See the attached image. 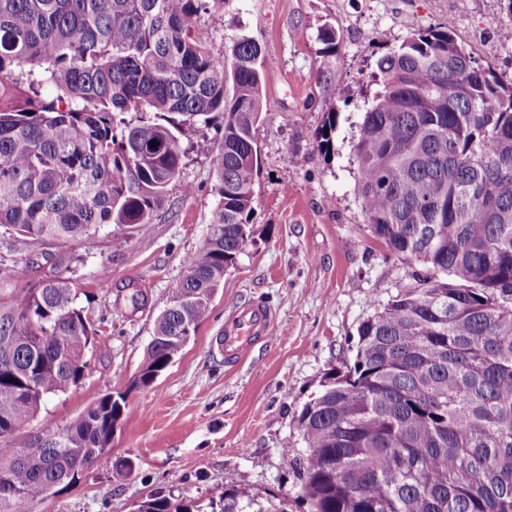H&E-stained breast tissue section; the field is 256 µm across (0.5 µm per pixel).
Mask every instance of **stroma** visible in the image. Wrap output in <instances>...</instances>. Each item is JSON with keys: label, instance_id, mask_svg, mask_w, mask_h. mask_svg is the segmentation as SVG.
<instances>
[{"label": "stroma", "instance_id": "obj_1", "mask_svg": "<svg viewBox=\"0 0 512 512\" xmlns=\"http://www.w3.org/2000/svg\"><path fill=\"white\" fill-rule=\"evenodd\" d=\"M447 23L480 66L512 84V45L498 37L512 23V0H229L223 14L194 20L192 37L214 53L245 36L277 62L262 78L252 240L226 269L194 340L150 388L130 383L185 257L207 235L217 202L207 161L189 155L182 182L137 231L105 229L62 247L0 236V273L34 262L69 278L97 331L89 374L50 399L31 431L63 426L108 392L125 393L128 404L111 449L79 482L21 512H134L155 492L204 503L217 486L308 512L283 456L298 439V416L326 373L352 365L359 325L415 285L411 263L366 222L353 144L377 90L378 60L412 27ZM325 28L336 33L335 50L319 39ZM331 111L336 128L324 152L318 134ZM104 271L112 289L146 290L147 307L133 315L113 309L100 289ZM253 302L271 310L269 332L225 360L217 345L224 322Z\"/></svg>", "mask_w": 512, "mask_h": 512}]
</instances>
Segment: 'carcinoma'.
<instances>
[{
  "label": "carcinoma",
  "mask_w": 512,
  "mask_h": 512,
  "mask_svg": "<svg viewBox=\"0 0 512 512\" xmlns=\"http://www.w3.org/2000/svg\"><path fill=\"white\" fill-rule=\"evenodd\" d=\"M229 0H0V230L37 243L153 223L187 150L217 203L156 320L134 388L151 387L211 313L249 245L261 75L246 37L214 54L190 23ZM353 145L374 235L423 266L418 286L358 328L356 355L298 419L285 449L310 512H512V86L477 66L453 25L377 62ZM221 121V140L186 134ZM336 113L319 146L329 150ZM157 146H151L152 141ZM70 280L41 277L0 306V512L63 492L112 447L126 394L106 393L29 447L48 399L90 370L95 329ZM140 288L113 306L135 313ZM160 492L135 512H204ZM209 512H272L214 488Z\"/></svg>",
  "instance_id": "carcinoma-1"
}]
</instances>
